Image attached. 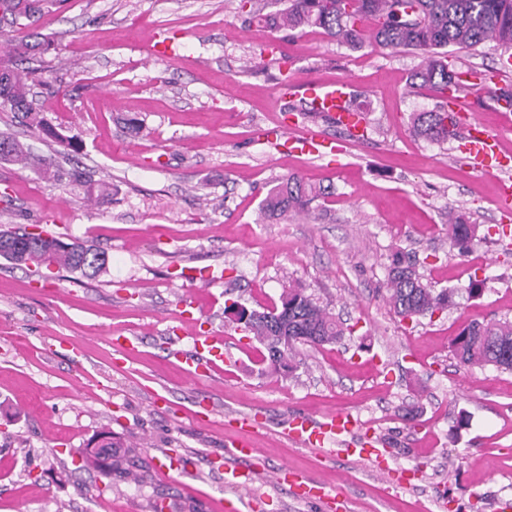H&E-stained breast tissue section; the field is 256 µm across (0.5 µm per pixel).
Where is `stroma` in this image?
<instances>
[{"label":"stroma","mask_w":512,"mask_h":512,"mask_svg":"<svg viewBox=\"0 0 512 512\" xmlns=\"http://www.w3.org/2000/svg\"><path fill=\"white\" fill-rule=\"evenodd\" d=\"M261 0H55L33 27L52 42L39 62L46 85L35 105L62 142L43 138L0 107V132L45 159L41 169L0 162V227L89 240L109 272L75 279L64 269H25L0 258V512H218L237 490L208 466L226 456L239 427L227 412H261L248 466L258 512H326L277 487L279 465L320 480L343 512H512V373L466 367L450 342L471 321L512 320V225L495 183L475 177L458 142L413 136L414 113L439 103L411 87L420 57L366 41L354 50L317 29L270 30ZM170 50L149 59L148 45ZM449 64L491 75L475 109L512 148L496 110L512 90V60L494 44L450 48ZM352 80L368 122L362 137L326 118L333 161L278 152L274 135L299 122L281 87ZM138 132H131V125ZM78 150L64 146V139ZM297 175L333 194L311 217H261L276 179ZM111 193L91 203L90 186ZM478 231L467 256L449 250L448 213ZM432 288L483 282L480 297L431 315L398 317L383 297L394 252ZM212 270L206 287L184 280ZM305 289L340 318L339 343L301 345L291 372L262 363L259 344L224 309H262L284 288ZM230 335L232 363L195 380L167 337ZM138 337L125 356L110 338ZM345 411L411 469L395 491L370 467L284 433L293 415ZM137 445L150 477H113L100 489L79 454L94 438ZM182 473L163 476L169 457Z\"/></svg>","instance_id":"obj_1"}]
</instances>
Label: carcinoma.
<instances>
[{
	"instance_id": "1",
	"label": "carcinoma",
	"mask_w": 512,
	"mask_h": 512,
	"mask_svg": "<svg viewBox=\"0 0 512 512\" xmlns=\"http://www.w3.org/2000/svg\"><path fill=\"white\" fill-rule=\"evenodd\" d=\"M402 3L400 11L395 5ZM49 4V0H0V19L16 26L6 41L13 61L0 66V106L21 115L22 122L38 133L60 138L33 108L32 88L38 71L26 63L41 56L49 41L28 30L20 20H31ZM277 10L255 11L258 22L272 29L298 30L318 28L329 37L359 49L364 43V27L372 26L378 45L391 50H412L422 63L412 75V85L430 86L445 95L465 89L461 72L448 64L447 47L475 48L493 42L506 52L512 50V0H268ZM413 12L417 19L408 17ZM449 112L439 105L430 112L413 116L415 135L431 141H448ZM27 168L35 161L29 148L17 139L0 134V161ZM330 195L329 188H315L296 176L278 180L262 204L264 213L280 216L287 212L309 215L312 203ZM477 225L448 212L450 249L463 255L476 236ZM48 254L51 265L62 267L82 278L95 279L109 270L107 252L92 241L66 243L48 234L0 230V257L18 265L35 262ZM455 290L439 292L423 283L416 263L397 251L392 255L385 283V299L403 318L434 313L454 303ZM247 331L264 346L271 367L290 368L296 345L321 346L337 343L345 335L343 323L311 296L290 288L282 295L281 305L257 313ZM288 337V347L279 348L280 337ZM453 352L464 366H492L512 372V320L465 325L452 341ZM112 449V460L102 470V478L112 487V476L123 475L145 481L149 471L140 460V449L114 443L108 438L92 450L80 454L100 462L102 449Z\"/></svg>"
}]
</instances>
